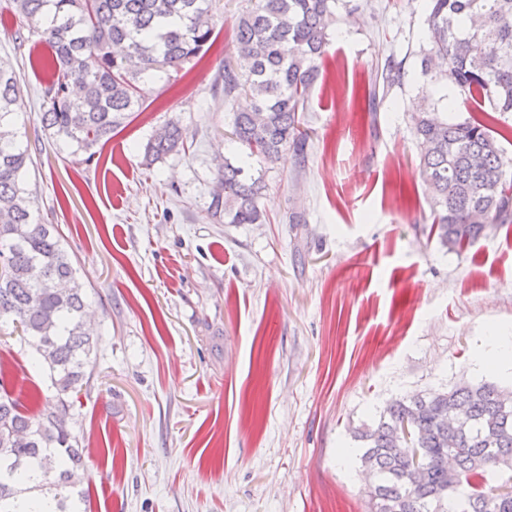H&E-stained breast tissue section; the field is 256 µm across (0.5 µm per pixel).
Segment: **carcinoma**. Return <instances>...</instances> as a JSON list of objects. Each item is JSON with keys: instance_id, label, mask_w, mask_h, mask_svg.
<instances>
[{"instance_id": "carcinoma-1", "label": "carcinoma", "mask_w": 512, "mask_h": 512, "mask_svg": "<svg viewBox=\"0 0 512 512\" xmlns=\"http://www.w3.org/2000/svg\"><path fill=\"white\" fill-rule=\"evenodd\" d=\"M37 42L49 51L44 128L89 153L126 113L140 107L138 84L179 72L211 46L220 0H11ZM236 26L243 69L224 67V100L242 95L232 135L272 162L292 148L304 152L299 113L319 77L339 0H248ZM423 74L463 96L472 115L448 120L424 100L413 105L419 173L432 191L434 232L460 252L512 222V164L494 127V113L512 112V0H428ZM402 63L389 59L383 86L402 82ZM13 72L0 64V317L18 324L46 372L57 402L29 411L0 369V512H89L84 448L69 402L89 383L84 359L94 349L84 320L85 292L55 226L39 222L23 186L30 156L17 131ZM186 133L170 120L144 146L152 165L184 147ZM260 181L246 161L224 160L209 206L226 224H259ZM465 411L455 431L439 417ZM408 422L411 442L401 441ZM360 460L374 476L371 512H512V388L464 384L446 392L395 400L379 420L357 429ZM425 465L404 478L410 449Z\"/></svg>"}]
</instances>
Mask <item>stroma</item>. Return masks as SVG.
<instances>
[{
	"instance_id": "stroma-1",
	"label": "stroma",
	"mask_w": 512,
	"mask_h": 512,
	"mask_svg": "<svg viewBox=\"0 0 512 512\" xmlns=\"http://www.w3.org/2000/svg\"><path fill=\"white\" fill-rule=\"evenodd\" d=\"M344 2L353 13L331 27L300 114L307 156L268 162L233 138L222 89L225 66L241 64L247 0H221L206 54L142 82L140 110L90 158L44 129L28 26L0 0L23 182L96 330L75 401L91 512H368L356 428L397 398L512 386V370L483 365L512 336V223L459 253L430 232L409 105L425 93L451 118L468 112L422 71L427 2ZM391 58L404 82L369 104ZM171 119L184 151L145 166L144 144ZM224 157L262 179L263 223L211 217ZM31 353L1 319L12 389L52 400Z\"/></svg>"
}]
</instances>
